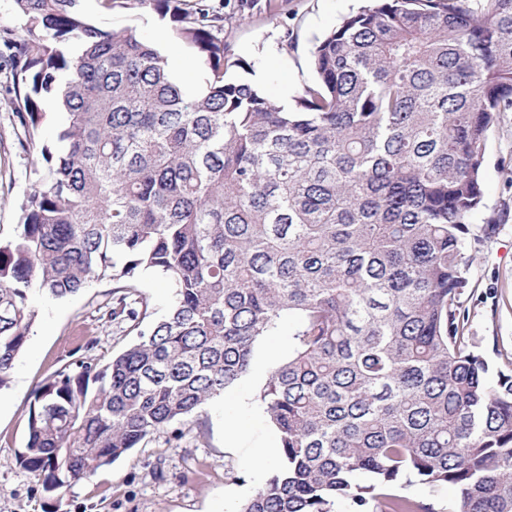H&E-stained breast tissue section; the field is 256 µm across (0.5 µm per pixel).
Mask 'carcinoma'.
I'll return each instance as SVG.
<instances>
[{"instance_id": "carcinoma-1", "label": "carcinoma", "mask_w": 512, "mask_h": 512, "mask_svg": "<svg viewBox=\"0 0 512 512\" xmlns=\"http://www.w3.org/2000/svg\"><path fill=\"white\" fill-rule=\"evenodd\" d=\"M103 2L169 17L212 79L187 91L163 44L91 24L82 0H14L21 147L45 102L67 118L0 238V387L35 292L110 281L108 320L139 330L34 390L17 464L50 493L90 477L223 397L294 314L256 394L280 466L238 512H431L402 478L454 487L452 512H512V372L489 384L461 300L489 134L512 112V0H369L315 46L291 111L224 80L247 67L224 15ZM146 273L173 289L158 320ZM292 328V320L285 318L277 331L271 335L266 336L261 345V351L256 358L255 363L260 364V367L264 368L265 371L273 364L269 363L270 360L275 359V362L278 361L281 358H284L288 355V336L290 334ZM276 343V356L269 358L268 352L270 349V346Z\"/></svg>"}]
</instances>
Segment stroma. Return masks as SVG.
I'll list each match as a JSON object with an SVG mask.
<instances>
[{
  "instance_id": "1",
  "label": "stroma",
  "mask_w": 512,
  "mask_h": 512,
  "mask_svg": "<svg viewBox=\"0 0 512 512\" xmlns=\"http://www.w3.org/2000/svg\"><path fill=\"white\" fill-rule=\"evenodd\" d=\"M280 10L270 16L256 6L232 19L224 34L248 69H229L230 80L260 86L271 100L282 88L298 92L315 74L310 54L314 44L360 6L361 0H277ZM90 19L103 27L136 29L148 40H158L169 28L155 12L107 11L100 0H85ZM171 70L187 88L201 90L208 71L188 47L165 44ZM11 78L0 67V235H9L20 221L21 206L33 185L44 175L32 154L19 141L10 107ZM483 206L470 219L466 253L473 262L470 288L461 299L470 316L472 343L499 369L497 348L512 352V112L500 113L491 130L482 178ZM496 218V230L483 226ZM112 297V284L97 282L64 299L33 296L38 318L6 386L0 388V512H237L276 469V462L256 467L255 443L274 435L265 415L242 412L241 401L255 398L258 381L242 378L200 415L203 434L176 437L165 431L142 442L127 455L100 467L90 478L70 489L49 494L40 481L16 463L27 440V417L33 391L63 365L95 359L107 362L137 339L125 323L101 320L99 308ZM237 418L248 432L237 447H226L224 426ZM163 479H155V472Z\"/></svg>"
}]
</instances>
